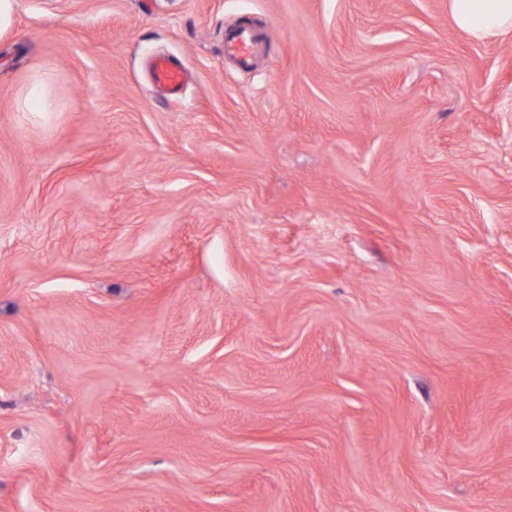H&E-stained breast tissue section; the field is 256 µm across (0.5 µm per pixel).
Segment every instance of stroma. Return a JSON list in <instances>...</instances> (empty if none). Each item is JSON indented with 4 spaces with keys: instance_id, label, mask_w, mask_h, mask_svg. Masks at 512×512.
Listing matches in <instances>:
<instances>
[{
    "instance_id": "stroma-1",
    "label": "stroma",
    "mask_w": 512,
    "mask_h": 512,
    "mask_svg": "<svg viewBox=\"0 0 512 512\" xmlns=\"http://www.w3.org/2000/svg\"><path fill=\"white\" fill-rule=\"evenodd\" d=\"M0 512H512V33L448 0H17ZM455 26L475 40L512 31V0H448ZM260 43V36L251 29L241 27L229 32L224 40V54L242 66L249 65L253 50ZM151 76L156 86L168 90H177L183 83L184 71L171 59L161 57L153 62ZM53 81V74L50 70L38 73L17 103V112H29L34 118H45L49 115L50 104L48 90Z\"/></svg>"
}]
</instances>
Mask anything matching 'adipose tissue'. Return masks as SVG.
<instances>
[{
  "mask_svg": "<svg viewBox=\"0 0 512 512\" xmlns=\"http://www.w3.org/2000/svg\"><path fill=\"white\" fill-rule=\"evenodd\" d=\"M455 26L476 40L512 31V0H448Z\"/></svg>",
  "mask_w": 512,
  "mask_h": 512,
  "instance_id": "adipose-tissue-1",
  "label": "adipose tissue"
}]
</instances>
